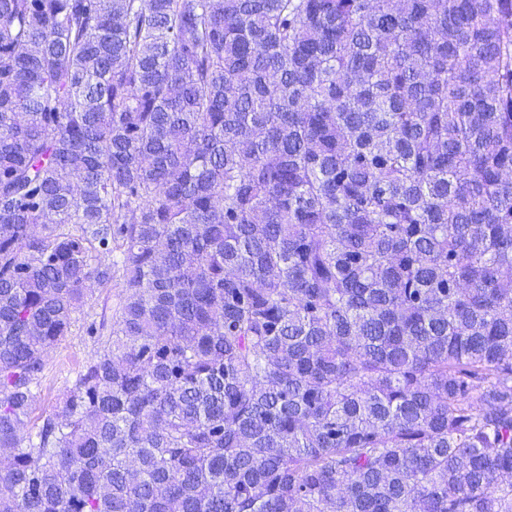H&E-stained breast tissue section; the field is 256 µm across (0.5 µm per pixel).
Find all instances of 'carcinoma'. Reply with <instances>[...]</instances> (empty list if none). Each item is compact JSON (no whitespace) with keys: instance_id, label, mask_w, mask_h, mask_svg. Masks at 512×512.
<instances>
[{"instance_id":"carcinoma-1","label":"carcinoma","mask_w":512,"mask_h":512,"mask_svg":"<svg viewBox=\"0 0 512 512\" xmlns=\"http://www.w3.org/2000/svg\"><path fill=\"white\" fill-rule=\"evenodd\" d=\"M510 169L512 0H0V512H512ZM122 282L116 277L109 288H99L94 285L87 290L83 310L90 315L100 314L105 304L111 305L115 296L122 291ZM102 339L88 336L79 323L72 328L71 335L52 350L32 406L31 423H36L39 417L51 411L57 397L70 385L76 373L101 349Z\"/></svg>"}]
</instances>
